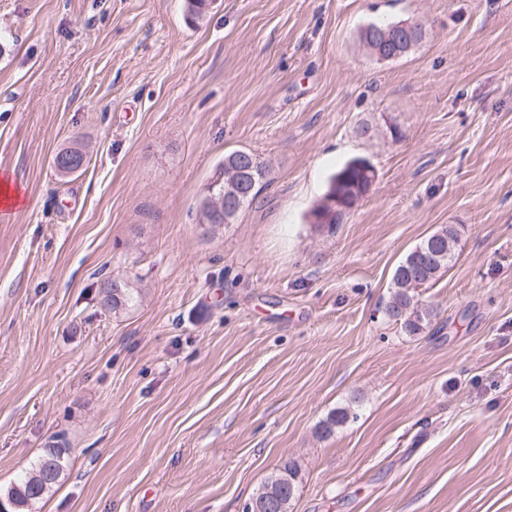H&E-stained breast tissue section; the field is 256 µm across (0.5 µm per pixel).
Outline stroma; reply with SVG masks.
I'll return each mask as SVG.
<instances>
[{"label": "stroma", "mask_w": 512, "mask_h": 512, "mask_svg": "<svg viewBox=\"0 0 512 512\" xmlns=\"http://www.w3.org/2000/svg\"><path fill=\"white\" fill-rule=\"evenodd\" d=\"M426 31L380 62L372 21ZM86 170L62 177L57 152ZM235 150L267 170L198 217ZM376 170L334 232L335 170ZM0 496L68 450L31 512H512V0H0ZM453 224L420 335L385 317ZM129 276L126 309L99 282ZM356 419L323 434L338 409ZM459 239L454 225L441 227L411 249L394 268L390 297L383 312L389 321L400 322L408 335L421 334L436 315L431 306L420 303L417 289L437 281L448 269L456 257ZM448 242L453 247L449 253ZM431 246L435 257L420 253ZM298 469L295 462L286 463L278 473L270 476L260 486L247 509L249 512H265L268 502L276 504V512H288L296 493Z\"/></svg>", "instance_id": "35a3bbf8"}]
</instances>
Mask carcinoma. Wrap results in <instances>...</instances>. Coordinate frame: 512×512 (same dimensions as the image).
<instances>
[{
  "label": "carcinoma",
  "mask_w": 512,
  "mask_h": 512,
  "mask_svg": "<svg viewBox=\"0 0 512 512\" xmlns=\"http://www.w3.org/2000/svg\"><path fill=\"white\" fill-rule=\"evenodd\" d=\"M359 159L353 158L339 168L330 180L328 191L337 188L349 191L362 190L369 185L370 176L356 166ZM460 239L459 230L453 226H444L430 234L411 249L394 268L390 297L385 304L384 316L400 323L410 336L421 334L432 321L435 311L420 303L417 289L437 281L448 269L456 257ZM102 283L109 285L112 304L102 306L105 311L124 310L133 301L138 289L127 279L103 278ZM67 449L60 445H49L43 449L38 461L19 483L13 485L5 495V500L13 503L11 512H28L30 506L43 498L65 477ZM55 471V479L43 483V473ZM298 469L295 463H286L278 473L270 476L260 486L252 498L248 509L252 512H264L269 502L276 504L275 512H288L296 493Z\"/></svg>",
  "instance_id": "cac0c4a2"
}]
</instances>
